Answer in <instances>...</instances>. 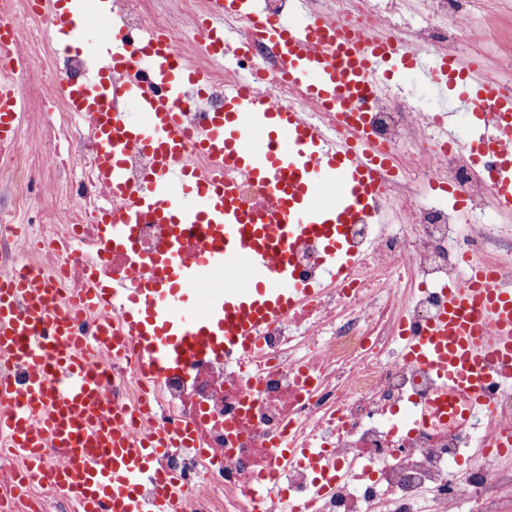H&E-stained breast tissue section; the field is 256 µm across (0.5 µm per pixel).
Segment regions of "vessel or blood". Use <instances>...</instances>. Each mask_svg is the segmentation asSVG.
I'll list each match as a JSON object with an SVG mask.
<instances>
[{"mask_svg":"<svg viewBox=\"0 0 512 512\" xmlns=\"http://www.w3.org/2000/svg\"><path fill=\"white\" fill-rule=\"evenodd\" d=\"M248 11L254 33L280 49V69L311 103L334 112L337 135L259 95L248 84L224 88L223 108L208 113L199 133L182 123L188 91L204 93L210 72L179 59L153 31L132 32L111 20L106 0H52L50 24L60 41L82 30L93 34L83 49L102 66L69 89L73 115H91L100 146L97 176L126 205L103 218L107 249L131 251L137 224H165L171 234L152 257V276L137 273L93 288L84 301L100 312L91 340L77 336L73 309L35 271L0 277V362L17 374L0 380V432L25 459L22 483L46 481L64 490L79 512H186L188 481L163 461L194 444L191 429L159 427L134 435L125 409L113 406L103 383L107 370L97 348L139 350L149 371L177 372L192 360L239 358L250 353L260 328L308 300L314 289L294 267L293 251L320 241L331 280L350 264L345 224L372 214L383 193L377 177L390 164L379 154L368 122L375 96L395 63L421 69L440 92L457 84V97L478 103L489 89L475 66L452 58L423 65L420 54L389 35L362 36L318 14L284 20L244 0H210L198 23L200 52L219 61L246 53L229 43L224 16ZM0 0V49L13 46L20 29ZM26 116L13 85L0 82V141H11ZM492 134L471 146L472 163L487 175L497 208L512 213V97L496 102ZM140 150L152 165L127 181L125 157ZM204 152L210 169L187 165L188 151ZM272 188L265 213L245 210L234 173ZM199 248L186 258V232ZM242 284L217 296L200 288L218 273ZM444 304L407 343L408 356L443 385L436 412L464 423L489 413V372L512 382V287L497 271L469 268L467 279L443 289ZM284 458L320 461L319 448L276 442Z\"/></svg>","mask_w":512,"mask_h":512,"instance_id":"1","label":"vessel or blood"}]
</instances>
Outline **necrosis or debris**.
Returning <instances> with one entry per match:
<instances>
[{"mask_svg":"<svg viewBox=\"0 0 512 512\" xmlns=\"http://www.w3.org/2000/svg\"><path fill=\"white\" fill-rule=\"evenodd\" d=\"M404 0H310L313 10L341 20L362 34L386 31L408 47L435 56H454L479 67L491 96L512 95V52L497 55L486 66V51L505 40L492 24L478 41H462L448 32V13L455 0H422L420 21L410 24ZM127 26H160L162 36L181 47L185 32L178 23L158 24L149 0H115ZM248 72H260V92L281 106L335 129L331 113L308 108L303 97L279 75L274 49L256 42L243 61ZM83 57L67 56L62 69L44 75L38 67L10 71L19 95H49L61 116L45 134L46 149L64 141L83 159L80 171L67 159L41 167L22 141L0 143V269L37 267L62 300L86 288L89 278L124 277L131 262H145L160 252L170 230L164 224H139L133 230L134 253L104 251L99 243L103 211L122 208L120 197L99 185L98 145L83 126L70 122L65 93L68 82L84 78ZM226 71L205 96L189 94L185 127L196 132L205 115L224 102V84L238 80ZM379 147L405 161L397 173H383L384 193L374 216L348 225L354 255L345 278L322 283L320 244H301L299 273L317 285L309 305L267 325L251 354L234 361L202 360L180 373L143 374L135 351L120 357L102 355L110 365L105 391L112 402L140 406L131 423L134 432L153 427L152 416L165 409L172 429L189 426L207 455L187 449L172 456L169 467L204 474L206 485L194 488L189 512H281L282 503L301 512H455L457 468L468 452L477 461L469 472L468 496L474 512H512V500L499 488L512 473L492 466L499 442L512 436V390L501 391L490 419L471 426L430 413L438 385L406 356L403 326L417 327L439 312L442 298L435 284L460 281L470 265L504 269L502 253L512 240L502 227L482 219L494 197L480 171L458 142L441 137L436 125L412 102L384 88L369 114ZM52 180L53 196L41 199L37 185ZM446 183L455 205L431 195V186ZM43 204L54 218L33 225L26 256H19L9 224ZM425 407V418L407 425L393 423L407 404ZM294 436L299 444L326 449L336 477L331 491L315 497L314 474L304 466L281 463L274 441Z\"/></svg>","mask_w":512,"mask_h":512,"instance_id":"obj_1","label":"necrosis or debris"}]
</instances>
